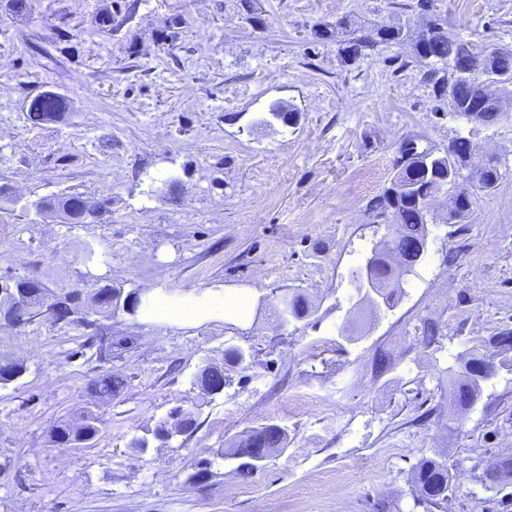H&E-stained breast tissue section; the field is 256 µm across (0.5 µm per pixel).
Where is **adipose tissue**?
Returning a JSON list of instances; mask_svg holds the SVG:
<instances>
[{"label": "adipose tissue", "instance_id": "ef3b65f1", "mask_svg": "<svg viewBox=\"0 0 512 512\" xmlns=\"http://www.w3.org/2000/svg\"><path fill=\"white\" fill-rule=\"evenodd\" d=\"M249 311L250 300L242 293L205 289L197 293L173 295L157 290L139 307L138 319L148 324L189 325L215 318L239 320Z\"/></svg>", "mask_w": 512, "mask_h": 512}]
</instances>
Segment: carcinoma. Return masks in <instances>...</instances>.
<instances>
[{
    "label": "carcinoma",
    "instance_id": "carcinoma-1",
    "mask_svg": "<svg viewBox=\"0 0 512 512\" xmlns=\"http://www.w3.org/2000/svg\"><path fill=\"white\" fill-rule=\"evenodd\" d=\"M426 35L422 40L428 43V53H416V59L429 67L428 75L432 81L434 97L448 100V105L454 112H461L480 122H492L497 119L502 108L497 103L488 100V95L482 93L478 86L466 81H460L455 73L448 69V64L456 65L475 63L481 66L482 78H492L502 85L503 91H508L512 84V50L501 48L489 56L483 55V50L474 47L470 42L453 38L444 27V20L433 15L425 24ZM403 40L402 30L390 26H381L376 30L375 44H398ZM64 109V100L56 93L47 91L32 99L29 105V120L34 124L53 120L58 112ZM468 145L453 140L443 153H437L431 159L429 169L433 174L426 176L411 171L412 162H407L399 171L390 186L370 205V210L394 225L393 233L384 236L372 251L369 261L380 286L376 289L375 301L390 309L400 300L399 290L402 289L403 278L411 271L403 270L397 276L383 270L388 255L401 247L404 240L427 238L429 233L427 219L420 215L418 205L425 198H432L453 181L454 176L466 168L469 159ZM499 179L495 166H486L478 172L480 187L492 189ZM44 209L61 213L71 224L81 223L80 215L84 210V198L77 194L66 195L48 200ZM11 288L17 290L30 289L36 293L32 306L25 310L23 324L32 322L41 314L44 299L48 297L47 289L30 279L14 282ZM81 292L74 290L60 298L53 310L57 320H65L71 311L81 304ZM288 307V312L302 319L314 311L315 305L308 296L295 290L281 300ZM424 344L430 346L437 342L441 328L438 322L424 319L418 327ZM492 351L486 354H476L466 349L456 355L457 368L449 367L445 372L451 374L452 383L448 389L450 404L460 410L473 406L481 396L483 381L476 371V366L487 362L496 366V371L512 372V361L501 359V355L512 351V346L502 348L499 340L493 339ZM24 371L22 364L10 362L0 364V383L7 384L19 378ZM126 386V380L115 374H103L94 379L91 390L101 399H110ZM100 433L99 419L86 416L78 424L67 421L57 422L50 431L51 442L56 445H69L76 442H93ZM288 444L286 430H278V425H266L252 429L241 435L233 445V454L242 450L249 454L254 464L246 470L240 469V476L247 478L259 470L255 465L258 460H266L274 453L282 450ZM490 477L494 480L512 477V456H501L492 466ZM412 487L418 502L427 505H439L448 499L452 484L446 462L435 457L421 458L412 469Z\"/></svg>",
    "mask_w": 512,
    "mask_h": 512
}]
</instances>
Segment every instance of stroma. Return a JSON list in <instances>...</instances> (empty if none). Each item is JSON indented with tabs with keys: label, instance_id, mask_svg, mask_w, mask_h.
I'll return each instance as SVG.
<instances>
[{
	"label": "stroma",
	"instance_id": "1",
	"mask_svg": "<svg viewBox=\"0 0 512 512\" xmlns=\"http://www.w3.org/2000/svg\"><path fill=\"white\" fill-rule=\"evenodd\" d=\"M0 0V276L51 293L110 286L169 292L247 290V320L148 325L85 308L74 322L46 311L0 323V361L24 372L0 386V512H512V479L490 481L512 456V374L483 386L448 420L440 387L453 357L512 332V104L482 123L437 101L410 44L357 59L348 40L380 25L415 33L417 0ZM450 36L512 49V0H433ZM111 25H103L104 15ZM344 20L328 39L320 24ZM66 109L41 125L32 98ZM288 102L297 122L271 120ZM459 136L477 147L464 169L469 223L446 221L448 195L428 216L429 243L396 307L359 304L349 281L386 235L368 210L397 173L399 147L444 152ZM493 163L497 185L476 171ZM80 194L111 199L96 224H65L29 201ZM318 304L277 322L280 294ZM441 327L424 346L418 327ZM105 355H77L89 336ZM237 346L248 367L227 364ZM223 366L206 395L198 369ZM127 379L99 400L90 385ZM197 427L151 439L173 408ZM90 411L93 443L56 447L49 429ZM277 424L288 445L250 478L213 454L243 431ZM147 437L146 450L133 439ZM442 454L453 492L415 505L410 478ZM211 475L192 482L203 459ZM64 107V100L58 94L47 91L32 99L28 117L33 124H41L53 120Z\"/></svg>",
	"mask_w": 512,
	"mask_h": 512
}]
</instances>
